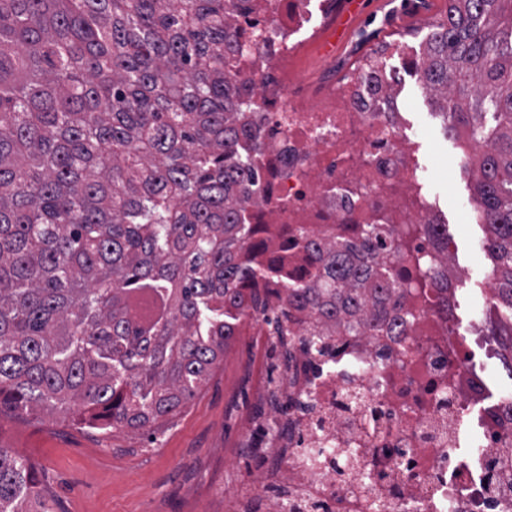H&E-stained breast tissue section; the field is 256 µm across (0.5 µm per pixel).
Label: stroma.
Returning <instances> with one entry per match:
<instances>
[{
  "mask_svg": "<svg viewBox=\"0 0 512 512\" xmlns=\"http://www.w3.org/2000/svg\"><path fill=\"white\" fill-rule=\"evenodd\" d=\"M448 0H356L350 22L326 30L309 46L303 64L320 75L324 60L337 70L359 66L381 46L414 40L422 27L446 18ZM405 133L430 169L422 192L448 218V243L456 269V323L483 309V329L497 318L482 292L492 270L488 232L476 220L473 173L462 145L448 135L430 96L416 78L401 82ZM262 375L250 333L224 351L201 390L164 427L147 434L127 428L92 429L63 415H0V446L37 467L51 512H224V450L242 438L243 416L254 406Z\"/></svg>",
  "mask_w": 512,
  "mask_h": 512,
  "instance_id": "1",
  "label": "stroma"
}]
</instances>
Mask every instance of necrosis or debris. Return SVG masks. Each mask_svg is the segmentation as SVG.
Listing matches in <instances>:
<instances>
[{"label":"necrosis or debris","instance_id":"obj_1","mask_svg":"<svg viewBox=\"0 0 512 512\" xmlns=\"http://www.w3.org/2000/svg\"><path fill=\"white\" fill-rule=\"evenodd\" d=\"M226 17L261 134V196L251 221L288 280L309 266L289 246L296 230L335 242L357 224L407 239L412 288L388 325L354 336L306 307L288 311L290 358L261 380L243 420L251 465L224 500L230 512H512V397L488 385L497 342L448 318L433 281L458 280L433 230L441 217L420 195L416 148L404 132L398 85L421 76L425 44H393L339 81L299 65L306 44L336 20V0H248ZM264 39L252 45L254 30Z\"/></svg>","mask_w":512,"mask_h":512}]
</instances>
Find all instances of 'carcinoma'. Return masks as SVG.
<instances>
[{
    "mask_svg": "<svg viewBox=\"0 0 512 512\" xmlns=\"http://www.w3.org/2000/svg\"><path fill=\"white\" fill-rule=\"evenodd\" d=\"M245 0H0V413L98 430L174 417L251 310L276 336L309 306L376 328L403 296L401 244L363 224L306 236L320 286L277 290L258 143L224 58ZM422 85L477 148L476 218L512 350V0H448ZM146 304L149 314L134 311ZM28 459L0 447V512H49Z\"/></svg>",
    "mask_w": 512,
    "mask_h": 512,
    "instance_id": "cac0c4a2",
    "label": "carcinoma"
}]
</instances>
